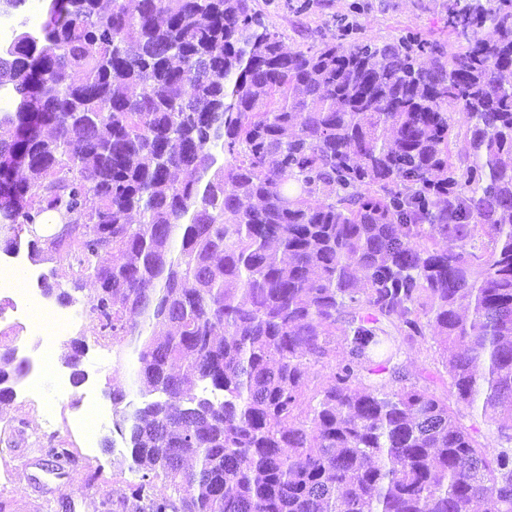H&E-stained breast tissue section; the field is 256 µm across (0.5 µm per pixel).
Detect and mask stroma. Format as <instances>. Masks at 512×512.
Segmentation results:
<instances>
[{
  "instance_id": "stroma-1",
  "label": "stroma",
  "mask_w": 512,
  "mask_h": 512,
  "mask_svg": "<svg viewBox=\"0 0 512 512\" xmlns=\"http://www.w3.org/2000/svg\"><path fill=\"white\" fill-rule=\"evenodd\" d=\"M446 0H254L265 24L277 32L291 50L317 46L324 40L342 37V24L353 34L380 42L401 36H417L438 41L445 57L459 49L448 31ZM69 310L78 319L68 335L58 337L53 349L64 356L72 339L88 345L83 367L88 373L80 386L58 392L53 376H45L39 397L24 395V383H17L12 401L0 403V502L7 512H118L130 500L138 481L130 470V455L117 433L112 418L99 427L98 446L88 449L80 433L69 426L70 417L96 402L112 411L108 397L113 386L127 392L137 390L136 368L118 349L105 350L90 323L82 318L85 292H77ZM403 372L411 379L429 384L438 396H446L447 382L429 381L438 364L429 343L406 349L401 357ZM53 418L55 432L44 437L46 418ZM113 439L112 448L101 445ZM50 448H64L70 459L56 465L47 456Z\"/></svg>"
}]
</instances>
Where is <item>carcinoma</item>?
Here are the masks:
<instances>
[{"instance_id":"obj_1","label":"carcinoma","mask_w":512,"mask_h":512,"mask_svg":"<svg viewBox=\"0 0 512 512\" xmlns=\"http://www.w3.org/2000/svg\"><path fill=\"white\" fill-rule=\"evenodd\" d=\"M445 8L448 60L288 51L253 0H46L0 52L4 252L65 262L138 365L125 512H512V0ZM428 338L447 398L402 372ZM27 373L0 336V386Z\"/></svg>"}]
</instances>
